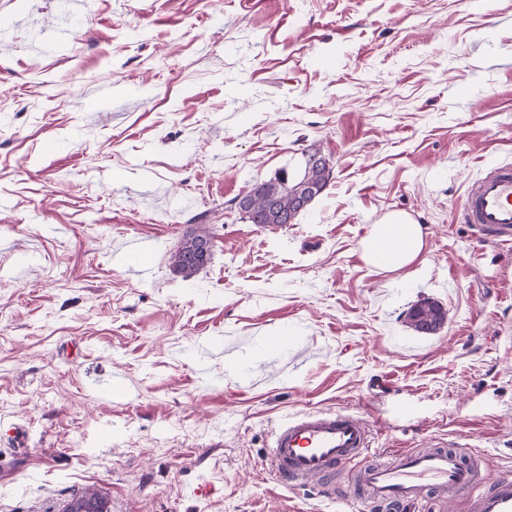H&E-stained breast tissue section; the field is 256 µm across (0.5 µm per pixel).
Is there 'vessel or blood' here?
<instances>
[{
  "instance_id": "vessel-or-blood-1",
  "label": "vessel or blood",
  "mask_w": 512,
  "mask_h": 512,
  "mask_svg": "<svg viewBox=\"0 0 512 512\" xmlns=\"http://www.w3.org/2000/svg\"><path fill=\"white\" fill-rule=\"evenodd\" d=\"M460 213L481 240L512 243V163H499L473 181ZM370 452L368 423L336 409L283 417L267 458L282 486L323 481L340 470L362 489L363 502L381 503L396 512H417L433 491L450 501L467 498L470 512H512V475L490 476L464 449L401 452L388 466L368 462Z\"/></svg>"
}]
</instances>
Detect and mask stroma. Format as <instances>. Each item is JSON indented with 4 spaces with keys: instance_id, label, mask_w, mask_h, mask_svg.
<instances>
[{
    "instance_id": "obj_1",
    "label": "stroma",
    "mask_w": 512,
    "mask_h": 512,
    "mask_svg": "<svg viewBox=\"0 0 512 512\" xmlns=\"http://www.w3.org/2000/svg\"><path fill=\"white\" fill-rule=\"evenodd\" d=\"M2 14L0 512L88 489L110 512H354L345 479L269 471L275 424L312 410L365 419L384 463L444 443L512 473V245L459 220L512 161V0ZM314 150L332 176L294 224L241 218L237 197ZM393 212L425 230L397 270L360 244ZM199 224L211 259L185 279L171 256ZM425 298L447 313L432 335L405 322Z\"/></svg>"
}]
</instances>
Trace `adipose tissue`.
Listing matches in <instances>:
<instances>
[{
  "instance_id": "obj_1",
  "label": "adipose tissue",
  "mask_w": 512,
  "mask_h": 512,
  "mask_svg": "<svg viewBox=\"0 0 512 512\" xmlns=\"http://www.w3.org/2000/svg\"><path fill=\"white\" fill-rule=\"evenodd\" d=\"M423 245L421 226L401 214L392 215L383 223L371 225L363 239V250L368 262L392 270L415 262Z\"/></svg>"
}]
</instances>
